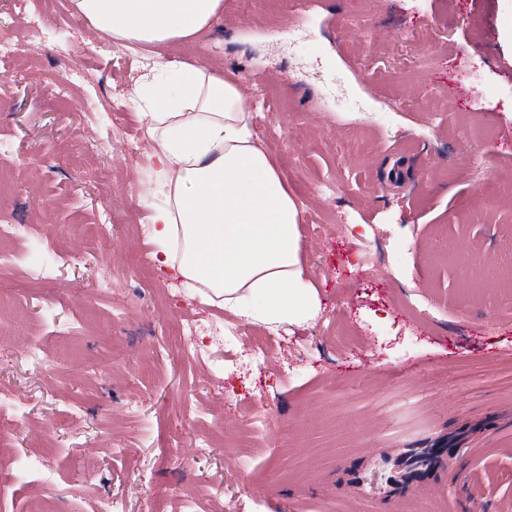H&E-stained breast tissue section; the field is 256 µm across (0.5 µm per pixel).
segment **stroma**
Listing matches in <instances>:
<instances>
[{"label": "stroma", "mask_w": 512, "mask_h": 512, "mask_svg": "<svg viewBox=\"0 0 512 512\" xmlns=\"http://www.w3.org/2000/svg\"><path fill=\"white\" fill-rule=\"evenodd\" d=\"M33 9L54 43L21 26ZM73 11L0 0V38L38 62L0 73V141L18 150L0 218L23 226L0 254L63 259L48 276L0 264L25 312L0 317V395L20 420L0 470L47 468L0 490V512L49 497L56 512L106 497L181 512L187 494L196 512H512V0H224L209 29L149 49ZM155 59L261 75L248 108L301 211L320 300L308 325L234 318L142 265L155 171L132 94ZM70 66L85 79L59 93ZM368 224L385 227L369 276L353 250ZM192 319L238 333L191 359ZM443 445L458 471L367 495L403 449Z\"/></svg>", "instance_id": "1"}]
</instances>
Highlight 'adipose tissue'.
Returning <instances> with one entry per match:
<instances>
[{
    "instance_id": "obj_1",
    "label": "adipose tissue",
    "mask_w": 512,
    "mask_h": 512,
    "mask_svg": "<svg viewBox=\"0 0 512 512\" xmlns=\"http://www.w3.org/2000/svg\"><path fill=\"white\" fill-rule=\"evenodd\" d=\"M92 28L152 47L207 28L224 0H74ZM135 98L160 173L154 260L246 321L302 326L319 298L302 260L300 210L270 155L258 145L238 85L192 65L153 63Z\"/></svg>"
}]
</instances>
